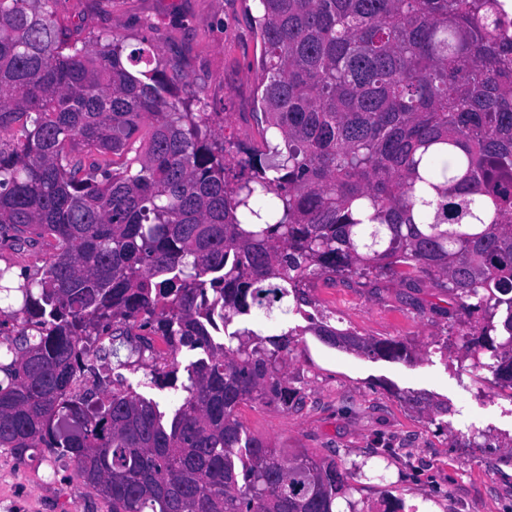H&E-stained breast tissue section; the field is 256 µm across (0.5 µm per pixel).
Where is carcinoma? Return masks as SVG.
Instances as JSON below:
<instances>
[{
	"label": "carcinoma",
	"mask_w": 512,
	"mask_h": 512,
	"mask_svg": "<svg viewBox=\"0 0 512 512\" xmlns=\"http://www.w3.org/2000/svg\"><path fill=\"white\" fill-rule=\"evenodd\" d=\"M52 3L0 0V228L49 248L39 277L0 267V304L23 314L0 319V448L73 461L110 512H336L338 498L358 512L344 463L289 455L239 419L248 402L303 399L282 371L297 331L235 320L288 314L314 279L430 280L481 315L467 356L512 390L503 0H259L273 139L234 154L172 79L137 69L145 50L117 34L89 44ZM135 330L171 360L103 388L95 362L136 373L153 359L148 340L121 359ZM311 331L413 358L400 341Z\"/></svg>",
	"instance_id": "cac0c4a2"
}]
</instances>
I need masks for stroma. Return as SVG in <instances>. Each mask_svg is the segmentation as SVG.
<instances>
[{
	"instance_id": "35a3bbf8",
	"label": "stroma",
	"mask_w": 512,
	"mask_h": 512,
	"mask_svg": "<svg viewBox=\"0 0 512 512\" xmlns=\"http://www.w3.org/2000/svg\"><path fill=\"white\" fill-rule=\"evenodd\" d=\"M57 13L86 37L120 34L126 50H149L172 70L191 109L213 112L227 149L261 147L260 61L263 45L251 18L255 0H55ZM42 246H17L0 233V266L36 274ZM453 304L426 280L410 287L390 278L319 281L300 312L279 327L251 320L264 335L296 329L288 380L302 409L252 403L240 410L248 433L288 452L336 455L346 466L379 467L356 477L360 512H512V391L463 356L468 316L448 318ZM363 338L398 339L414 362L373 359L312 336V323ZM447 403V427L413 409L403 392ZM74 475L72 462L46 452L20 459L0 448V512H107Z\"/></svg>"
}]
</instances>
